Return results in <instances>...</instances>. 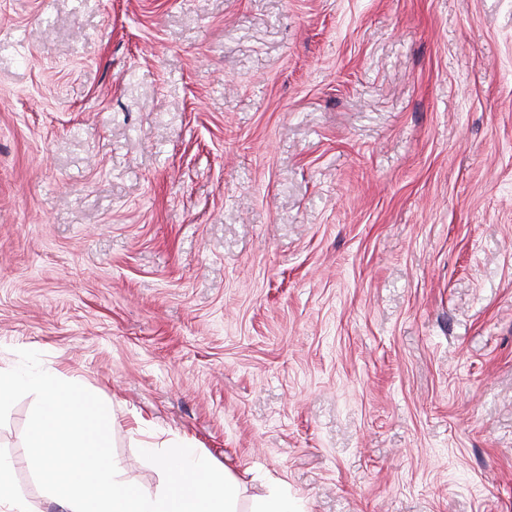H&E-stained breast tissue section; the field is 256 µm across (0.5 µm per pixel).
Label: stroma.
Wrapping results in <instances>:
<instances>
[{
  "label": "stroma",
  "mask_w": 512,
  "mask_h": 512,
  "mask_svg": "<svg viewBox=\"0 0 512 512\" xmlns=\"http://www.w3.org/2000/svg\"><path fill=\"white\" fill-rule=\"evenodd\" d=\"M20 349L144 491L155 442L238 512H512V0H0ZM251 512H299L293 501L282 487H269L266 493L259 497Z\"/></svg>",
  "instance_id": "obj_1"
}]
</instances>
